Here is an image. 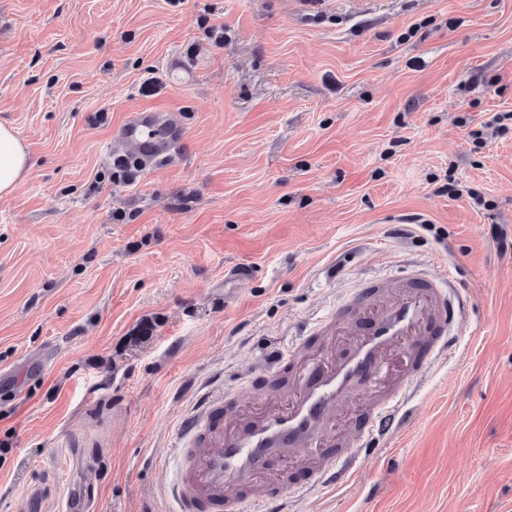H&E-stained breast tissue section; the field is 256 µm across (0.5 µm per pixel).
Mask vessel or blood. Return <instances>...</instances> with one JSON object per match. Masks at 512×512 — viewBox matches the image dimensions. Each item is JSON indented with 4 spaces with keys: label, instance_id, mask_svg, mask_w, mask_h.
Here are the masks:
<instances>
[{
    "label": "vessel or blood",
    "instance_id": "1",
    "mask_svg": "<svg viewBox=\"0 0 512 512\" xmlns=\"http://www.w3.org/2000/svg\"><path fill=\"white\" fill-rule=\"evenodd\" d=\"M183 135L162 112L136 111L112 160L158 166L175 159ZM462 309L444 277L370 281L317 321L319 342L278 350L265 373L288 379L279 405L245 412L202 396L180 423V467L167 487L178 512H285V464L295 459L311 486L353 476L357 439L396 430L408 388L447 351Z\"/></svg>",
    "mask_w": 512,
    "mask_h": 512
}]
</instances>
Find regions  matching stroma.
I'll use <instances>...</instances> for the list:
<instances>
[{"label":"stroma","mask_w":512,"mask_h":512,"mask_svg":"<svg viewBox=\"0 0 512 512\" xmlns=\"http://www.w3.org/2000/svg\"><path fill=\"white\" fill-rule=\"evenodd\" d=\"M140 109L181 160L119 179ZM510 111L512 0H0V123L31 154L0 198V512H174L200 391L252 405L263 354L416 267L467 297L452 348L291 507L512 512V129L483 127Z\"/></svg>","instance_id":"1"}]
</instances>
